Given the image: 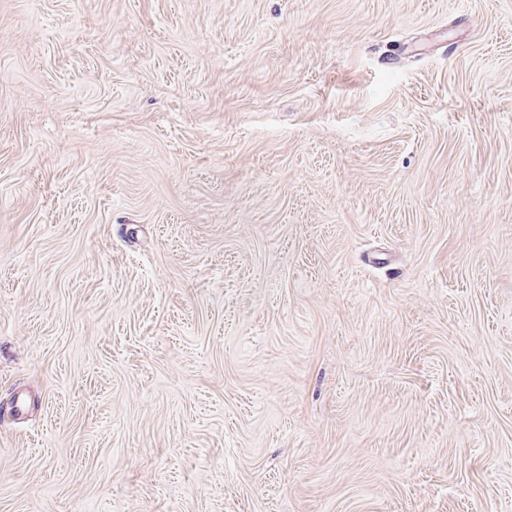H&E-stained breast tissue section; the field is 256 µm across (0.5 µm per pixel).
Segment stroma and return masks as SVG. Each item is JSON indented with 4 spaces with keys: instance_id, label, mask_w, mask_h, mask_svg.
I'll return each mask as SVG.
<instances>
[{
    "instance_id": "stroma-1",
    "label": "stroma",
    "mask_w": 512,
    "mask_h": 512,
    "mask_svg": "<svg viewBox=\"0 0 512 512\" xmlns=\"http://www.w3.org/2000/svg\"><path fill=\"white\" fill-rule=\"evenodd\" d=\"M0 512H512V0H0Z\"/></svg>"
}]
</instances>
